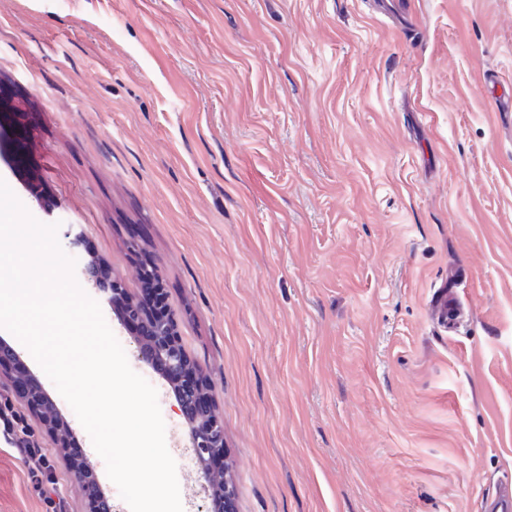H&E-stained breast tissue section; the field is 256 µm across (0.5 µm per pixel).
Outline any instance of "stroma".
<instances>
[{
  "label": "stroma",
  "instance_id": "1",
  "mask_svg": "<svg viewBox=\"0 0 512 512\" xmlns=\"http://www.w3.org/2000/svg\"><path fill=\"white\" fill-rule=\"evenodd\" d=\"M512 0H0V179L139 298L157 263L224 424V465L178 462L192 512H483L512 483ZM22 165H15L17 156ZM456 277H449V268ZM454 288L455 332L432 317ZM131 368L174 392L95 281ZM116 512L126 503L73 410ZM0 409L68 455L0 375ZM0 439V512H53ZM233 495V486L224 480V483L217 485L215 490H213L212 493L208 495V498L210 499V506L206 511L233 512L230 508Z\"/></svg>",
  "mask_w": 512,
  "mask_h": 512
}]
</instances>
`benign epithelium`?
Instances as JSON below:
<instances>
[{
    "mask_svg": "<svg viewBox=\"0 0 512 512\" xmlns=\"http://www.w3.org/2000/svg\"><path fill=\"white\" fill-rule=\"evenodd\" d=\"M62 233L73 252H78L84 240L82 225L63 221ZM155 262L138 267V280L159 298H167L163 282L154 274ZM108 301L119 303L123 319L128 325L137 324L134 341L137 356L145 365L161 370L174 386L179 411L189 428L190 447L194 449L197 462L207 468L212 462L224 458V428L212 411L204 392V381L189 362L178 335L177 326L171 316L156 317L129 299L126 289L112 279L103 289ZM22 367L21 356L9 343L0 340V373ZM17 384L29 407L59 437V446H68L69 426L58 414L56 404L41 384L31 374L17 377ZM72 473L75 482L83 491L89 512H113L112 501L106 496L93 472L82 459L73 460ZM233 486L224 482L208 495V512H231Z\"/></svg>",
    "mask_w": 512,
    "mask_h": 512,
    "instance_id": "1",
    "label": "benign epithelium"
}]
</instances>
